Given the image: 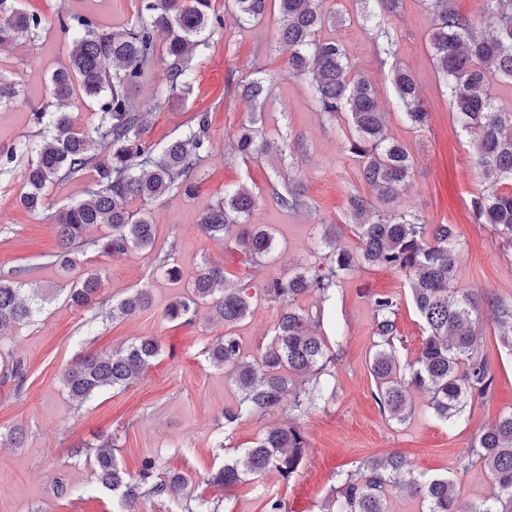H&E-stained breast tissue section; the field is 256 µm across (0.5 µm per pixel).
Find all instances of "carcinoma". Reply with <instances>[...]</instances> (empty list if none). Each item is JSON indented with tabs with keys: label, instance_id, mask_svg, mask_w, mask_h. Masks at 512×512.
<instances>
[{
	"label": "carcinoma",
	"instance_id": "obj_1",
	"mask_svg": "<svg viewBox=\"0 0 512 512\" xmlns=\"http://www.w3.org/2000/svg\"><path fill=\"white\" fill-rule=\"evenodd\" d=\"M239 20L251 23L265 12L267 0H231ZM280 35L288 45V74L307 82L318 111L327 117L346 114L354 130L349 151L362 164L361 178L375 196L394 203L412 172L407 147L386 134L385 113L378 106L375 86L352 72L341 40L323 34L333 23L320 8L322 0H278ZM379 14L398 18L404 0H363ZM430 20L429 48L441 74L448 100L456 111L461 130L472 137L476 163L485 187L471 199L476 224H488L512 239V111L500 108L490 93V79L512 83V0H484L480 18L459 11L454 0H420ZM48 24L35 12H27L20 0H0V44L39 39ZM55 24L71 37L68 64L50 79L52 109L33 113L40 139L12 146L4 164L26 158L21 178L26 191L23 206L38 212L47 206L48 192L58 183L95 173L94 184L84 199L58 210L56 264L67 270L79 265V256L91 247L100 255L146 251L154 246L156 226L145 211H133L130 201L157 200L176 190L191 195L195 174L209 153V115L196 112L186 129L160 150L144 139V112L132 90L143 82L155 59L163 61L159 82L166 99L182 97L192 88L191 62L195 49L210 48L213 33L224 20L212 0H141L135 22L106 31L90 16L57 15ZM392 84L404 107L408 124L427 126L429 112L423 107L413 73L401 66L392 69ZM236 91L251 111L261 113L271 95L266 78H245ZM97 102V120L78 129L68 108L76 96ZM259 131L241 127L232 145L235 156L245 160L261 152ZM290 211L309 210L307 199L290 188L276 195ZM255 205L251 192L242 187L224 190V200L202 213V230L216 239H232L255 259L272 250V236L260 226L246 223ZM346 211L358 238L356 249L336 248L325 266L306 270L288 279L273 278L264 285L267 296L288 304L273 328L271 341L258 356L244 354L231 328L251 312L250 296L243 288H216L224 283V270L206 266L195 276L189 296L172 302L164 317L182 319L198 303L211 306L226 331L208 347L213 366L225 369L240 398L224 410V433L258 413L282 408L283 397L292 396L288 411L312 406L328 386V365L335 363L324 337L311 329L312 316L296 306L299 297L319 294L328 300L345 279L363 263L397 270L408 275L413 305L423 324L425 338L418 358L401 366L395 351L397 300L389 293L372 296L374 350L370 374L381 412L404 421L414 391L424 393L442 419L448 420L464 404L483 405L492 398L493 375L479 354L475 303L450 288L457 269L458 234L452 224H425L409 212L380 213L373 202L351 193ZM108 224L112 233L85 238L87 229ZM22 270L0 276V338L29 323L42 305L22 299ZM101 287L99 273H84L68 288L67 301L85 309ZM152 305L151 288L137 289L112 306L110 318L132 317ZM161 345L154 336L88 354L69 365L63 384L71 400L83 404L98 392L125 387L144 376L159 356ZM307 442L299 423L266 431L242 450L243 462L224 464L206 479V486L229 489L244 476L276 472L290 479L301 467ZM90 462L101 486L121 497L124 512L141 495L142 487L157 497L183 494L182 475L160 477L156 460L141 461L139 479L133 481L116 463L112 447L102 445ZM479 462L491 475L494 493L474 505L472 512H512V412L483 428L461 464L465 471ZM406 488L420 498L425 512H457L456 484L446 477L418 480L409 462L392 456L370 460L340 479L328 501L329 512H387V495Z\"/></svg>",
	"mask_w": 512,
	"mask_h": 512
}]
</instances>
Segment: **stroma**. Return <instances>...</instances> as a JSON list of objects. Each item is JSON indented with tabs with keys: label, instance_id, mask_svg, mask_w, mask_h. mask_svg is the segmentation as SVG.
I'll list each match as a JSON object with an SVG mask.
<instances>
[{
	"label": "stroma",
	"instance_id": "35a3bbf8",
	"mask_svg": "<svg viewBox=\"0 0 512 512\" xmlns=\"http://www.w3.org/2000/svg\"><path fill=\"white\" fill-rule=\"evenodd\" d=\"M139 2L21 0L23 8L44 15L49 24L37 41L0 47V76L22 89L16 100L0 106V151L38 135L32 112L49 101L50 78L67 63L71 48L54 23L57 14L89 15L101 28L112 30L134 21ZM214 6L224 13V27L213 36L210 49L192 61V92L161 100L156 75L163 65L158 61L152 76L135 91L146 114L144 138L158 148L179 136L194 113H209L211 147L199 167L195 192L187 196L174 191L146 204L132 202V209L149 211L157 228L152 250L120 256H102L91 249L84 253L81 269L102 274L92 308L79 311L67 304L64 290L75 274L52 259L58 244L54 215L84 198L90 178L54 186L48 207L33 213L20 202L23 160H15L9 172L0 174V271L25 269L24 287L47 294L34 323L0 340V353L22 359L26 367L20 387L0 375V512H120L119 497L100 488L85 456L107 441L129 475H137L143 458H156L159 475L171 470L189 475V493L217 499L218 512H264L268 497L281 500L286 512H325L339 474L394 455L405 457L417 477L454 479L459 510L470 512L492 494L493 485L483 465L464 472L460 459L481 429L512 411V349L503 342L496 311L498 303L512 305V243L472 219L471 198L480 187L474 149L456 123L431 59L429 21L419 0H405L401 18L385 21H363L360 0H323L322 7L335 14V32L354 70L375 85L388 136L404 143L413 157L400 210L428 224L454 225L458 232L453 286L475 302L479 351L495 377L493 397L484 406L465 405L448 421L438 418L418 392L412 395L405 421L381 413L369 373L375 341L372 295L390 292L400 300L396 346L401 363L416 360L423 332L405 275L366 265L330 300L307 295L298 301L303 310L319 314L318 332L338 356L335 378L322 399L296 416L308 441L298 473L287 481L274 472L250 475L226 491L205 486L207 476L237 459L242 448L284 423L286 416L280 411L256 414L225 436L224 410L236 405L238 393L205 351L223 335L224 324L203 304L185 322L164 319L165 309L188 294L200 267H223L227 282L251 297V313L235 332L248 354H258L270 342L283 311L281 302L265 294V282L322 266L333 246L355 248L345 204L349 191L369 192L357 158L346 150V118L318 112L306 85L284 73L288 49L280 41L277 4H269L265 15L250 24L239 23L224 0H214ZM383 28L395 37L388 55L376 48V35ZM397 64L417 78L430 114L423 129H413L404 119L390 80ZM270 75L276 82L258 127L277 148L245 162L233 156L231 145L252 112L233 87L243 77ZM286 171L302 189L310 210L288 211L274 200L272 189L282 186ZM230 184L253 192L256 204L248 221L264 226L273 237L271 254L251 263L235 243L210 238L199 226L202 212L222 201ZM161 257L166 260L162 266L157 263ZM171 267L179 278L168 276ZM144 286L153 294L149 309L127 319L109 318L112 304ZM141 336L156 337L161 345L142 379L102 391L80 405L70 399L61 377L64 368L82 355ZM17 427L25 433L19 448L7 441ZM60 478L69 485V495H57L55 482Z\"/></svg>",
	"mask_w": 512,
	"mask_h": 512
}]
</instances>
